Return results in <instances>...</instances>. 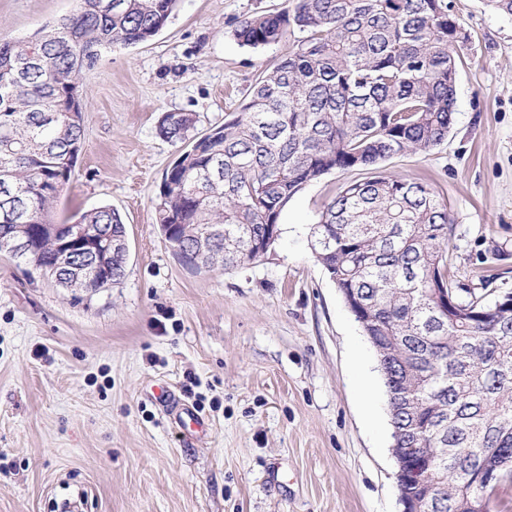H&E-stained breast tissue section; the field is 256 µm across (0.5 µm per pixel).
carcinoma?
Here are the masks:
<instances>
[{
    "label": "carcinoma",
    "instance_id": "cac0c4a2",
    "mask_svg": "<svg viewBox=\"0 0 512 512\" xmlns=\"http://www.w3.org/2000/svg\"><path fill=\"white\" fill-rule=\"evenodd\" d=\"M292 7L236 22L233 37L257 49L302 36L263 70L215 134H191L196 118L169 112L163 139L183 153L163 177L156 224L174 252L199 249L204 269L247 265L253 243L279 223L288 202L333 170L367 172L327 204L314 239L316 261L373 337L390 420L406 455L428 457L431 491L421 512L493 509L512 484V308H498L451 275L448 204L430 185L385 176L377 166L442 144L456 112L458 38L468 39L448 0H291ZM178 0H79L78 10L27 41H0V240L22 224L56 262L54 203L82 148V112L69 120L73 93L101 51L148 41ZM78 223L107 240L120 214L101 206ZM56 269L66 288L89 290L73 269ZM448 297L457 311L440 310ZM499 466L488 488L483 471Z\"/></svg>",
    "mask_w": 512,
    "mask_h": 512
}]
</instances>
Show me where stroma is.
Wrapping results in <instances>:
<instances>
[{
	"label": "stroma",
	"instance_id": "obj_1",
	"mask_svg": "<svg viewBox=\"0 0 512 512\" xmlns=\"http://www.w3.org/2000/svg\"><path fill=\"white\" fill-rule=\"evenodd\" d=\"M288 4L180 0L160 33L85 72L83 146L53 217L112 206L129 256L121 281L92 291L0 254V512H400L376 354L311 246L358 171L307 185L274 248L244 267L187 268L155 223L181 150L159 136L161 118L194 113L199 135L223 125L291 45L241 47L234 23ZM448 5L468 34L454 125L381 171L439 191L455 280L496 296L512 292V17L484 0ZM77 7L0 0V40ZM189 410L202 431L184 425Z\"/></svg>",
	"mask_w": 512,
	"mask_h": 512
}]
</instances>
